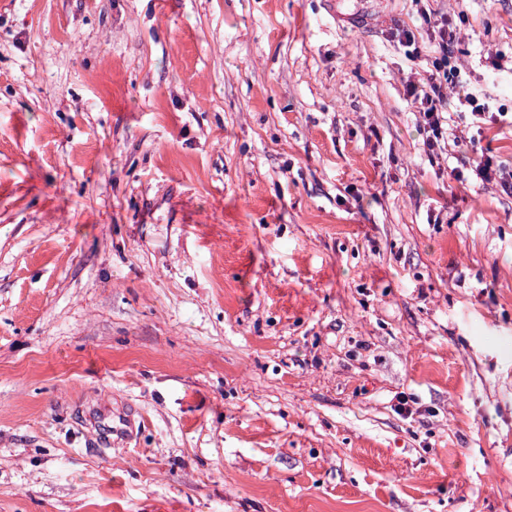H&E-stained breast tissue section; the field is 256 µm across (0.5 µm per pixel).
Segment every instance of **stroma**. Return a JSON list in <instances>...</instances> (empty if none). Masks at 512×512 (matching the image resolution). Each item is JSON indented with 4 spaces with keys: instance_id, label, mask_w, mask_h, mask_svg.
Masks as SVG:
<instances>
[{
    "instance_id": "stroma-1",
    "label": "stroma",
    "mask_w": 512,
    "mask_h": 512,
    "mask_svg": "<svg viewBox=\"0 0 512 512\" xmlns=\"http://www.w3.org/2000/svg\"><path fill=\"white\" fill-rule=\"evenodd\" d=\"M427 12L512 114V0H0V512H512V124L427 151ZM451 175L460 182L466 181L468 177L480 181L483 185L496 182L505 193L512 195V172L508 173L507 177L502 165L493 162L490 157L473 161V165L467 169V177L463 170H457V168H452Z\"/></svg>"
}]
</instances>
